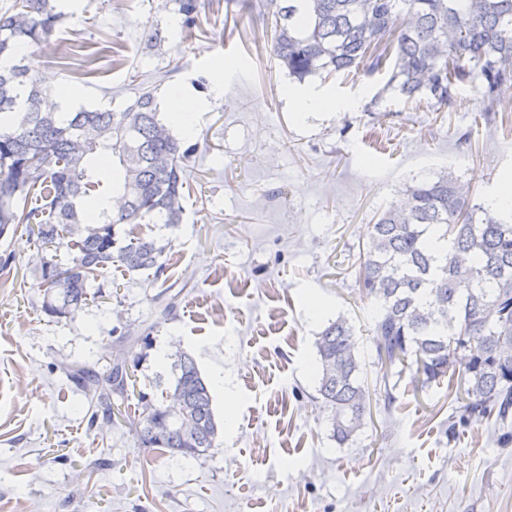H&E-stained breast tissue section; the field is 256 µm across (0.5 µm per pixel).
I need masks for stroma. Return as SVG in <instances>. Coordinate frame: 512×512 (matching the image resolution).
Returning a JSON list of instances; mask_svg holds the SVG:
<instances>
[{
  "mask_svg": "<svg viewBox=\"0 0 512 512\" xmlns=\"http://www.w3.org/2000/svg\"><path fill=\"white\" fill-rule=\"evenodd\" d=\"M181 4L60 0L64 22L23 48L31 73L80 107L119 112L146 87L200 107L181 140L182 222L142 227L165 247L160 278L112 268L82 311L57 319L42 309L40 251L24 232L0 237V512H512V419L470 416L447 381L387 374L356 284L372 224L413 180L451 175L482 205L512 180V93L492 102L463 85L439 107L385 90L383 74L299 82L272 52L273 25L242 0H199L191 26ZM296 89L340 109L296 115ZM340 316L370 393L361 434L342 446L315 347ZM178 348L207 381L224 377L211 390L216 449L173 456L122 422L91 421L70 367L136 362L135 389L156 402Z\"/></svg>",
  "mask_w": 512,
  "mask_h": 512,
  "instance_id": "stroma-1",
  "label": "stroma"
}]
</instances>
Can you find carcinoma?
Here are the masks:
<instances>
[{
  "label": "carcinoma",
  "mask_w": 512,
  "mask_h": 512,
  "mask_svg": "<svg viewBox=\"0 0 512 512\" xmlns=\"http://www.w3.org/2000/svg\"><path fill=\"white\" fill-rule=\"evenodd\" d=\"M275 17L273 53L288 75L388 73L385 89L409 100L425 95L442 106L463 84L493 100L512 87V0H261ZM63 20L54 0H14L0 14V237L24 231L42 250L65 245L70 264L42 258L43 310L72 318L90 299L92 282L112 267L161 277L165 247L137 232L148 222L180 223L184 153L143 91L120 112L61 111L54 91L11 62L22 44H37ZM100 140L86 147L78 136ZM122 172L103 184V154ZM458 179H422L401 204L379 214L359 255L357 286L373 303L374 345L387 369H415L421 386L460 365L468 408L480 417L512 413V221L480 204ZM36 206L18 208L19 199ZM130 225L116 247V227ZM432 231L447 248L428 245ZM317 392L330 410L332 437L353 440L364 425L368 391L360 378L358 344L339 316L318 334ZM172 396L181 406L147 403L132 415L134 373L77 366L71 377L95 399L91 420L112 418L134 428L145 448L185 458L215 448L218 423L209 385L181 352ZM120 403H115L113 397ZM188 411L195 425L182 423Z\"/></svg>",
  "instance_id": "obj_1"
}]
</instances>
